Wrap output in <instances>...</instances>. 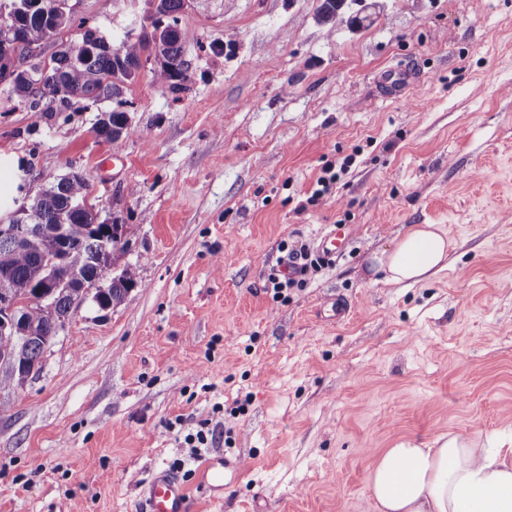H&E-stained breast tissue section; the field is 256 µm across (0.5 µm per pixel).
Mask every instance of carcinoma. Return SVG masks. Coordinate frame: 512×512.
Returning <instances> with one entry per match:
<instances>
[{"label":"carcinoma","instance_id":"1","mask_svg":"<svg viewBox=\"0 0 512 512\" xmlns=\"http://www.w3.org/2000/svg\"><path fill=\"white\" fill-rule=\"evenodd\" d=\"M182 8L183 0H156L152 31L117 45L99 39L87 30L81 39L84 46L75 44L58 52L53 56L51 67L33 81L28 75L31 47L50 40L53 28H64L69 22L67 16L51 21L34 9L20 19V45L8 57L0 52V79L8 78L12 93L22 100L38 97L67 107L76 98L94 102L116 99L124 86L135 79L138 59L146 54L160 61V67L153 72L155 81L169 86L175 93L183 91L187 65L180 34L172 24L165 25L162 21L164 17L177 20L176 14ZM128 121L127 112L116 108L105 113L96 132L116 146L122 135L129 132ZM89 192V182L78 173L54 179L30 204L22 207L24 223L32 227L28 243L16 247L0 239V268L5 266L8 270L6 276L0 273V295L16 291L35 295L44 290L54 272L50 260L60 252L66 255L76 274L70 287L57 289L50 301L19 316L18 331L26 336V343L16 350L15 355L30 369L39 366L44 345L56 336V326L69 313L82 283L103 273L106 263L103 225L97 223L93 208L72 206L75 198ZM135 285V271L124 269L112 278L104 302L118 305Z\"/></svg>","mask_w":512,"mask_h":512}]
</instances>
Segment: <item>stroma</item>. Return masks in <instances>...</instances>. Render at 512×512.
<instances>
[{
	"label": "stroma",
	"instance_id": "stroma-1",
	"mask_svg": "<svg viewBox=\"0 0 512 512\" xmlns=\"http://www.w3.org/2000/svg\"><path fill=\"white\" fill-rule=\"evenodd\" d=\"M321 5L187 0L185 88L144 62L117 150L96 133L114 101L35 107L0 81V220L82 173L99 221L129 230L115 271L137 273L0 392V512H140L160 468L190 512H372L381 449L448 432L512 446V0H346L333 24ZM69 8L38 60L88 29L113 44L152 29L147 0ZM389 70L412 74L401 96ZM410 224L447 230V269L375 281L374 254ZM339 227L344 254L274 299L287 245ZM218 458L248 465L217 504L201 467ZM135 285V271L132 268H125L119 276L112 277L110 285L106 288L104 302L112 306L118 305Z\"/></svg>",
	"mask_w": 512,
	"mask_h": 512
}]
</instances>
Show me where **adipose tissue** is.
<instances>
[{
	"mask_svg": "<svg viewBox=\"0 0 512 512\" xmlns=\"http://www.w3.org/2000/svg\"><path fill=\"white\" fill-rule=\"evenodd\" d=\"M448 233L412 224L375 254L374 273L387 283L422 282L443 269ZM373 512H512V448L443 435L435 446L400 444L378 453L367 475Z\"/></svg>",
	"mask_w": 512,
	"mask_h": 512,
	"instance_id": "ef3b65f1",
	"label": "adipose tissue"
}]
</instances>
